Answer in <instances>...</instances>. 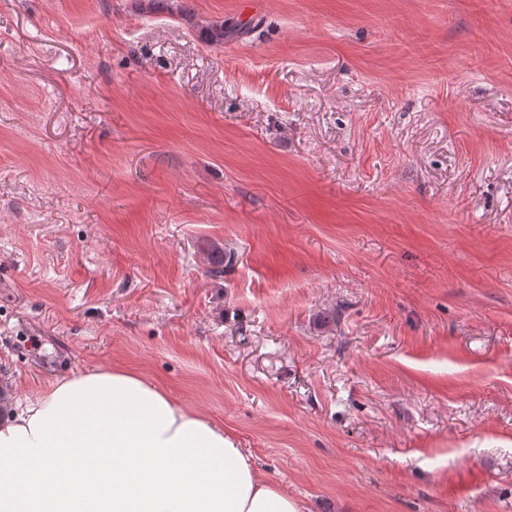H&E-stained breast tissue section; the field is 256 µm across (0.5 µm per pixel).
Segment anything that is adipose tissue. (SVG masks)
<instances>
[{
  "label": "adipose tissue",
  "mask_w": 512,
  "mask_h": 512,
  "mask_svg": "<svg viewBox=\"0 0 512 512\" xmlns=\"http://www.w3.org/2000/svg\"><path fill=\"white\" fill-rule=\"evenodd\" d=\"M0 512H301L234 435L99 367L0 411Z\"/></svg>",
  "instance_id": "ef3b65f1"
}]
</instances>
